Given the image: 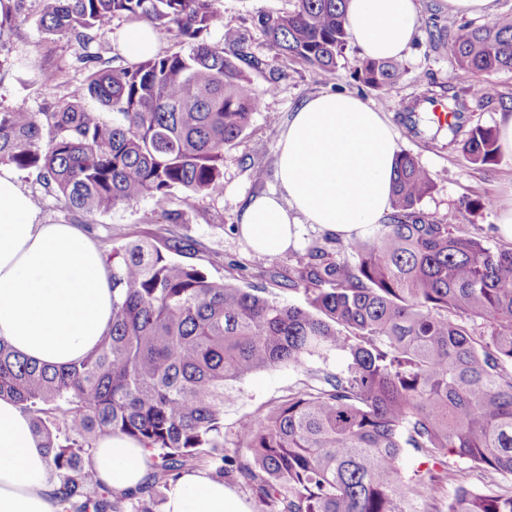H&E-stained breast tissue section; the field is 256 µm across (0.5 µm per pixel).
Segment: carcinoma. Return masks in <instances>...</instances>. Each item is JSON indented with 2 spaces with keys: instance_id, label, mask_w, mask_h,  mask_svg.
<instances>
[{
  "instance_id": "1",
  "label": "carcinoma",
  "mask_w": 512,
  "mask_h": 512,
  "mask_svg": "<svg viewBox=\"0 0 512 512\" xmlns=\"http://www.w3.org/2000/svg\"><path fill=\"white\" fill-rule=\"evenodd\" d=\"M38 24L75 40L88 75L42 112L0 110V162L36 174L42 196L87 216L175 191L224 194V150L262 104L245 69L262 61L235 29L204 39L215 0H40ZM24 0L0 16L17 29ZM344 0H295L256 25L277 57L337 73L347 44ZM145 20L188 50L114 65L94 48L116 17ZM481 108L497 97L485 73L512 71V18L459 26L448 36ZM403 69L363 58L357 75L387 89ZM98 103L94 109L87 100ZM474 165L500 154L496 130L462 143ZM429 173L399 150L391 211L368 234L307 253L306 305L214 280L170 254L183 239H134L112 248V327L80 363L31 362L0 340V398L14 400L42 439L57 512H154L185 472L245 482L263 512H410L431 486L402 476L403 449L455 455L512 475V246H491L422 210ZM341 356L319 388L289 394L238 419L224 447V408L236 385L264 370L305 369ZM122 433L152 452L146 485L115 497L98 483L99 438ZM448 512H512V492L459 487Z\"/></svg>"
}]
</instances>
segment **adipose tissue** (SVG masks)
I'll return each instance as SVG.
<instances>
[{
    "label": "adipose tissue",
    "instance_id": "1",
    "mask_svg": "<svg viewBox=\"0 0 512 512\" xmlns=\"http://www.w3.org/2000/svg\"><path fill=\"white\" fill-rule=\"evenodd\" d=\"M349 38L371 59L402 57L415 32L413 0H346ZM398 144L383 112L345 92L306 99L278 139L276 190L251 198L239 231L253 251L275 257L302 227L348 241L390 211ZM112 325V271L96 241L75 224H48L14 168L0 163V339L37 362L83 359ZM149 453L116 433L92 456L98 479L121 495L141 486ZM46 460L31 418L0 398V512H53ZM164 512H247L223 481L184 474Z\"/></svg>",
    "mask_w": 512,
    "mask_h": 512
}]
</instances>
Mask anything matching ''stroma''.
Returning a JSON list of instances; mask_svg holds the SVG:
<instances>
[{
  "mask_svg": "<svg viewBox=\"0 0 512 512\" xmlns=\"http://www.w3.org/2000/svg\"><path fill=\"white\" fill-rule=\"evenodd\" d=\"M295 0H217L218 17L207 34L211 43L224 39L226 29L239 30L249 52L262 60L261 69L250 70L257 90L275 85L274 95H265L260 111L235 145L224 151V193L219 197L198 195L184 198L175 193L169 199L144 198L117 206L112 212L94 217L65 208L62 201L49 197L40 206L48 223L82 226L101 246L103 253L129 240L187 237L195 242L181 262L195 265L214 279H227L242 286H258L274 292L277 299L301 305L303 289H286L288 279L297 278L309 247L335 251L328 232L317 225H305L301 243L269 258L255 253L239 234L238 215L252 196L276 187L277 142L292 112L308 97L325 91L341 90L361 97L384 112L398 134V146L414 155L429 172L434 188L422 202L425 213L436 220L454 218L473 235L502 244L497 232L499 210L512 206V155L500 154L495 164L480 168L472 165L461 150V138L475 125L498 126L505 109L492 104L475 109L469 94V78L457 67L447 42H431L427 23L443 31L462 24L461 16L443 10L440 0H414L417 13L414 42L401 63L404 74L397 85L376 91L356 76L362 54L347 44L337 73L331 74L298 61L275 59L264 35L254 20L262 13L292 11ZM39 0H27L25 21L9 37L0 39V109L41 111L80 85L86 72L78 44L66 37L48 36L38 27ZM46 67L58 76L55 88L41 84L36 70ZM456 100L460 113L457 134L414 133L405 121L414 109L428 108L430 101ZM265 169L263 184H256L254 172ZM491 197L495 208L480 207L481 199ZM178 211V223L166 221L164 214ZM345 366L343 358L332 356L312 363L310 371L275 369L255 373L237 386L234 402L224 410L225 426L259 407L277 402L289 393L317 384L324 373H335ZM400 467L404 475H431V492L411 503L412 512H446L457 487L478 492L512 490V476L488 472L470 461L448 456L426 459L415 449H405Z\"/></svg>",
  "mask_w": 512,
  "mask_h": 512,
  "instance_id": "obj_1",
  "label": "stroma"
}]
</instances>
